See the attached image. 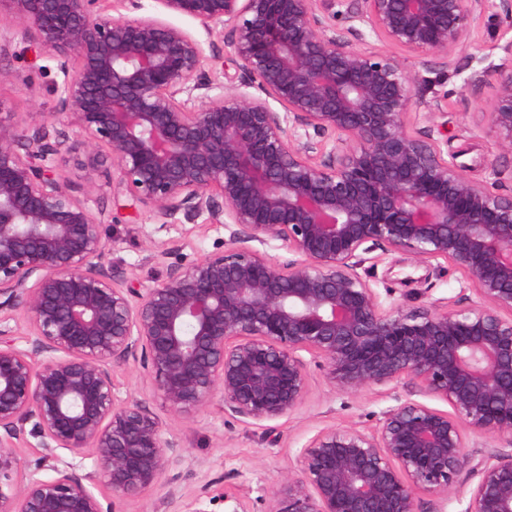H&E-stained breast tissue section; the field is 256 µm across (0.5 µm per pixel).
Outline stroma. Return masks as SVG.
<instances>
[{"label":"stroma","mask_w":512,"mask_h":512,"mask_svg":"<svg viewBox=\"0 0 512 512\" xmlns=\"http://www.w3.org/2000/svg\"><path fill=\"white\" fill-rule=\"evenodd\" d=\"M0 25L15 33L11 42L0 45V66L19 73L16 82L0 84V117L16 122L26 133L40 127L52 137L76 138L77 127L59 116L56 88L63 75L38 34L8 15L0 17ZM511 38V20L483 19L472 34L471 45L457 53V71L418 88L419 95L427 99L447 96V112L413 125L417 131L427 130L433 122L443 125L440 147L449 162L465 166L469 177L504 195L512 194V156H499L495 135L484 117L493 91L469 83L468 78L472 72L499 64L500 46ZM104 231L107 261L132 273L144 288L164 279L168 265L199 260L222 247L229 236L222 225L208 223L202 216L164 227L143 208L125 210L121 221L105 225ZM150 239L167 250V257H155L146 249ZM360 273L382 301L408 309L435 302L465 308L479 300L473 280L441 259L419 264L407 253L375 248L367 253ZM309 372L303 404L282 419L255 422L224 412L214 401L193 417L174 423L183 449L180 465L165 476L162 485L125 499L120 512H152L172 486L181 495L168 505L167 512H191V502L199 495L208 500L209 512H232L239 502L248 512H268L271 489L299 468L302 449L319 432L335 427L373 431L382 413L400 399L441 410L447 407L444 400L416 391L405 380L339 394L325 368L313 363ZM115 381L121 399L159 408L160 399L137 363H130Z\"/></svg>","instance_id":"stroma-1"}]
</instances>
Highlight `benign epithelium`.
<instances>
[{
	"mask_svg": "<svg viewBox=\"0 0 512 512\" xmlns=\"http://www.w3.org/2000/svg\"><path fill=\"white\" fill-rule=\"evenodd\" d=\"M99 2L0 0L57 61L61 115L79 128L51 141L0 118V512H118L161 484L178 442L149 405L117 397L129 361L173 417L217 398L270 422L302 404L306 354L338 393L407 378L451 411L405 400L371 433L320 432L270 512H416L420 491L512 512V452L477 459L464 435L512 442V196L411 128L447 99L417 96L420 73L377 48L451 69L512 0H159L229 49V87L186 29L105 17ZM501 49L467 82L492 87L488 123L512 155V39ZM93 152L116 209L164 226L205 213L229 230L224 249L137 287L105 260L96 184L78 192L56 165ZM270 239L287 258L249 246ZM380 246L453 264L480 302L384 305L358 272ZM26 448L50 475H21Z\"/></svg>",
	"mask_w": 512,
	"mask_h": 512,
	"instance_id": "obj_1",
	"label": "benign epithelium"
}]
</instances>
